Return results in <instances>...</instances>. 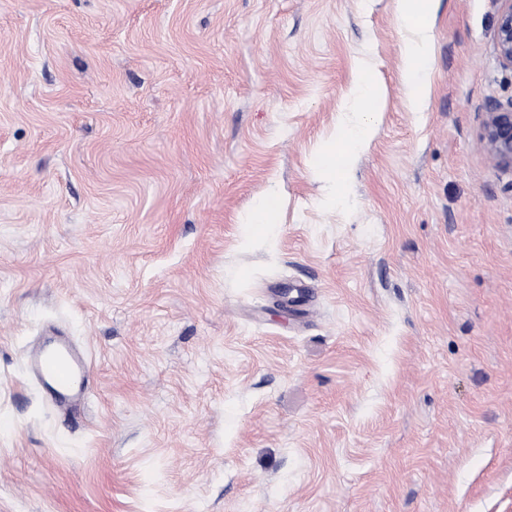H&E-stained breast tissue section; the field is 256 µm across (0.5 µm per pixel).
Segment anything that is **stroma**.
<instances>
[{"instance_id": "1", "label": "stroma", "mask_w": 512, "mask_h": 512, "mask_svg": "<svg viewBox=\"0 0 512 512\" xmlns=\"http://www.w3.org/2000/svg\"><path fill=\"white\" fill-rule=\"evenodd\" d=\"M497 10L441 0L414 112L393 0H0V512H512ZM352 83L361 105V118L354 126L343 127L338 131V142L343 147L346 162L355 156L371 137L377 112H382L383 109L381 90L365 65L356 66ZM480 138L494 162L512 169V100L487 108ZM59 347L66 355H61V358L47 354L37 355L33 358V364L57 400L66 401L74 392L86 361L76 358L65 345Z\"/></svg>"}]
</instances>
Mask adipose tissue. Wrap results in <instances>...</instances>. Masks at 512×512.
Instances as JSON below:
<instances>
[{"label": "adipose tissue", "instance_id": "ef3b65f1", "mask_svg": "<svg viewBox=\"0 0 512 512\" xmlns=\"http://www.w3.org/2000/svg\"><path fill=\"white\" fill-rule=\"evenodd\" d=\"M437 0H394V12L399 23L412 35L403 44V81L408 89L411 111H423L428 96V70L432 58V40L428 21L436 9ZM352 83L361 105L357 124L338 132L339 149H328V156L343 154L352 158L371 137L378 112L383 109L381 90L365 65H357Z\"/></svg>", "mask_w": 512, "mask_h": 512}]
</instances>
